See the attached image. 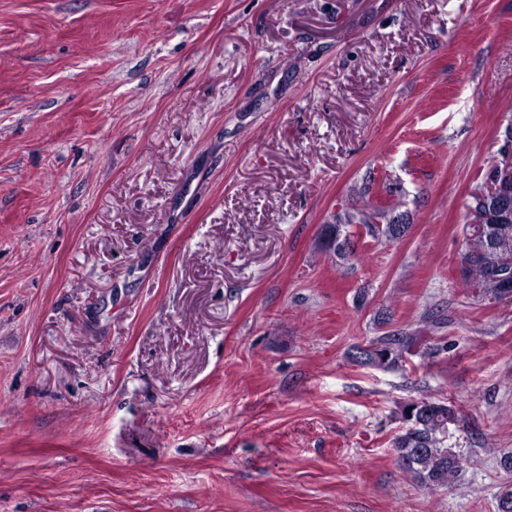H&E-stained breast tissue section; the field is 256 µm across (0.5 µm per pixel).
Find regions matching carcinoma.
<instances>
[{
  "label": "carcinoma",
  "mask_w": 512,
  "mask_h": 512,
  "mask_svg": "<svg viewBox=\"0 0 512 512\" xmlns=\"http://www.w3.org/2000/svg\"><path fill=\"white\" fill-rule=\"evenodd\" d=\"M483 200L479 223L470 225L476 250L462 253L461 273L465 286L476 295L500 300L512 297V212L503 213L496 204V192L488 185L472 194ZM394 210L374 207L358 215L336 218V223L323 225L316 242L321 252L339 259L350 256L339 251L341 242L352 236L351 224L365 228L375 239L398 241L392 232ZM413 337L399 334L380 336L366 346L352 348L350 357L360 366L394 367L403 359ZM401 419L407 428L393 441V448L403 469L416 481L428 486H446L461 470L458 455L444 447L448 424L457 421V410L444 401L413 400L401 408Z\"/></svg>",
  "instance_id": "1"
}]
</instances>
